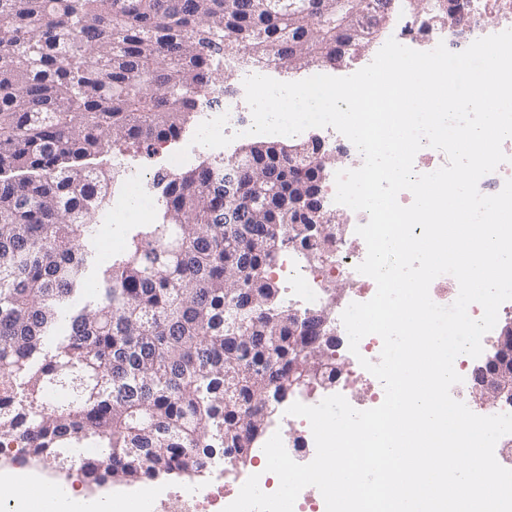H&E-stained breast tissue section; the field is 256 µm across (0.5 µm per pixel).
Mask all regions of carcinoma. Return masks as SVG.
Segmentation results:
<instances>
[{
  "mask_svg": "<svg viewBox=\"0 0 512 512\" xmlns=\"http://www.w3.org/2000/svg\"><path fill=\"white\" fill-rule=\"evenodd\" d=\"M0 0V455L96 485L245 463L296 393L290 363L336 374L319 320L294 336L269 277L289 226L288 148L245 145L175 177L157 215L89 274L94 217L122 173L89 159L122 140L176 139L214 85L215 58L305 64L359 39L312 27L335 0ZM236 197L224 172L242 157ZM293 190V189H291ZM319 202L321 188L293 190ZM234 211L239 222L227 224Z\"/></svg>",
  "mask_w": 512,
  "mask_h": 512,
  "instance_id": "1",
  "label": "carcinoma"
}]
</instances>
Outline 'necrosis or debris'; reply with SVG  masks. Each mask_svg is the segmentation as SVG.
Wrapping results in <instances>:
<instances>
[{
	"instance_id": "1",
	"label": "necrosis or debris",
	"mask_w": 512,
	"mask_h": 512,
	"mask_svg": "<svg viewBox=\"0 0 512 512\" xmlns=\"http://www.w3.org/2000/svg\"><path fill=\"white\" fill-rule=\"evenodd\" d=\"M467 13L472 39L512 29V0H467ZM439 32L432 12H425L419 17L404 13L400 15L392 36L402 45L418 50ZM206 98L202 117L209 120L227 115L224 135L242 133L251 128L253 119L242 112L240 95L225 94L223 87L215 86L208 90ZM151 183L150 176L127 172L122 191L113 195L111 205L95 219L97 234L105 235L108 227L116 224L153 221L157 205L150 194ZM367 221L366 212L348 211L347 221L338 234L289 245L271 270L272 276L284 283L290 302L321 315V336L337 339L344 358V366L335 380L321 386L315 396H303V404L315 405L327 396L339 394L355 409L365 410L379 406L384 400L382 383L360 364L364 358L373 362L379 360L383 347L381 338L373 334L366 336L359 343L358 353H351L348 334L341 320L350 303L369 301L377 290L375 281L357 270L366 257L367 248L356 229ZM339 279L347 282V293L332 291V282ZM359 383L367 388L366 398H358L354 390Z\"/></svg>"
}]
</instances>
